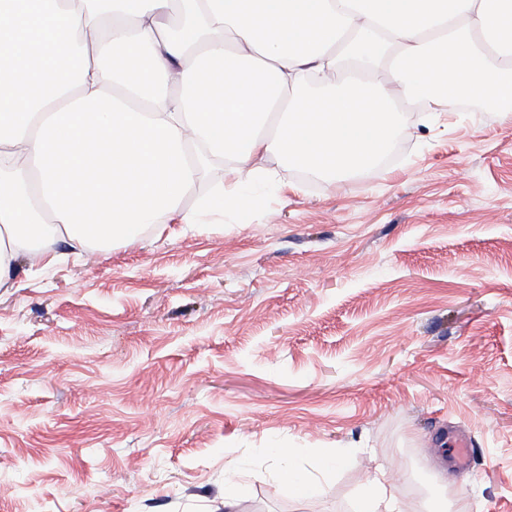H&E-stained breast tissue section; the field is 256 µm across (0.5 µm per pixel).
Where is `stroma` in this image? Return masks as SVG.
I'll return each instance as SVG.
<instances>
[{
    "instance_id": "obj_1",
    "label": "stroma",
    "mask_w": 512,
    "mask_h": 512,
    "mask_svg": "<svg viewBox=\"0 0 512 512\" xmlns=\"http://www.w3.org/2000/svg\"><path fill=\"white\" fill-rule=\"evenodd\" d=\"M374 175L280 171L246 213L147 225L0 288V512H512V114L400 106ZM467 439V463L457 439ZM352 448L317 497L288 496ZM246 462L241 459L231 461L225 466L224 476V509L234 512L240 501L247 498L251 487L248 483L239 480L238 474L245 467ZM278 478L288 494L297 498H311L321 488L314 477L303 474L289 460L288 465L285 464L279 469ZM395 480L401 479V469L394 463L390 467ZM387 468L378 469L363 482L358 498L357 512H402L398 488Z\"/></svg>"
}]
</instances>
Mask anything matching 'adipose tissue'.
<instances>
[{"label":"adipose tissue","mask_w":512,"mask_h":512,"mask_svg":"<svg viewBox=\"0 0 512 512\" xmlns=\"http://www.w3.org/2000/svg\"><path fill=\"white\" fill-rule=\"evenodd\" d=\"M0 0V288L19 255L137 237L172 217L215 162L208 211L247 208L241 176L282 167L377 172L397 102L440 115L455 98L512 112V0ZM391 55L394 87L337 80L336 43ZM56 223L31 246L36 212ZM357 512H401L388 471Z\"/></svg>","instance_id":"ef3b65f1"}]
</instances>
